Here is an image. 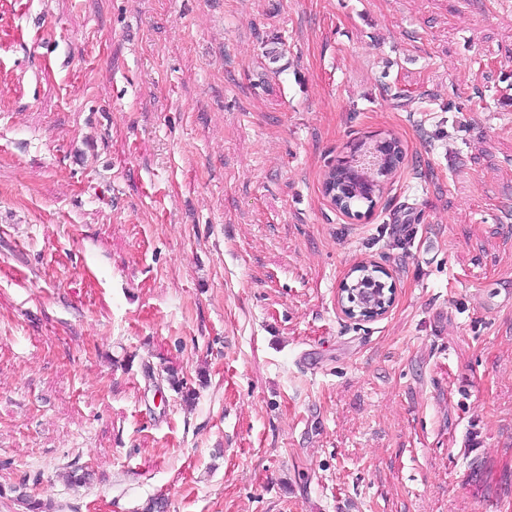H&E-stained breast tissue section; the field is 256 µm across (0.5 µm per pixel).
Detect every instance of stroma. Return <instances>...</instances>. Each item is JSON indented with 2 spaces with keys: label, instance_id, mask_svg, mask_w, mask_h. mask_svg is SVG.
<instances>
[{
  "label": "stroma",
  "instance_id": "35a3bbf8",
  "mask_svg": "<svg viewBox=\"0 0 512 512\" xmlns=\"http://www.w3.org/2000/svg\"><path fill=\"white\" fill-rule=\"evenodd\" d=\"M387 140L340 213L325 173ZM363 261L396 297L359 324ZM30 497L512 512V0H0V512ZM378 168L379 167H375L369 171L365 170V173L359 178L352 177L350 180H342V183L337 188L338 192H336L335 189H333L326 195V197L329 199V202L331 203V205L336 207V209L339 210L340 212L346 213V210L340 209L341 205L337 206L334 203V197H336V196L341 197V199H343V200L345 197H351V198H347V200L344 204L345 209L349 208L350 210L353 211L354 208L360 207L362 205H366L367 208H372L373 207L372 199H369V198H366L363 196H359V197H357V196L364 194V195H369L371 198H373L372 194L367 193V192H369V188H371V185L369 184V182L371 181V178L369 177L368 173L371 172L372 170L375 171V173H376V170ZM353 196H356V197H353ZM370 265L371 266L366 262L361 263L354 267L353 270L357 268H365L368 269V272H372V270L380 271L381 273H373L374 277L378 278L376 281L379 287L373 284H366L363 288H359L358 291H352L351 285L352 287H355L357 284H350L345 281L337 296V305L339 309L347 317L360 322L374 321L385 316L390 311L395 300L396 289L394 284L391 282L388 285V282L382 281L381 275L386 278H390L389 275L380 269L378 265L372 264V262ZM353 270L349 275H353ZM344 289H348V292H343ZM349 301L354 302L351 303ZM363 313L369 316L365 317L361 315Z\"/></svg>",
  "mask_w": 512,
  "mask_h": 512
}]
</instances>
